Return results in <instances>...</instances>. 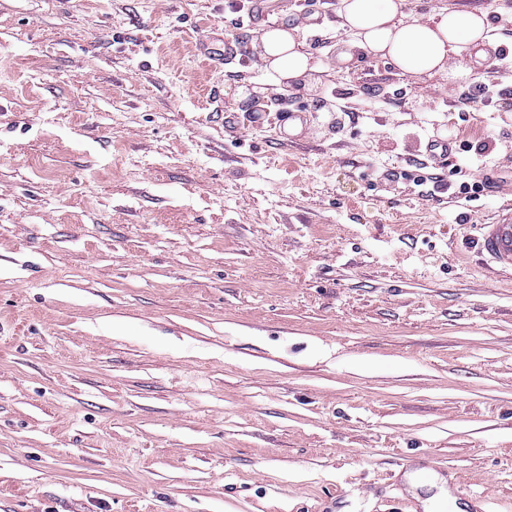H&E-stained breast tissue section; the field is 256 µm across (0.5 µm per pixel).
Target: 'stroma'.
<instances>
[{
    "label": "stroma",
    "instance_id": "obj_1",
    "mask_svg": "<svg viewBox=\"0 0 512 512\" xmlns=\"http://www.w3.org/2000/svg\"><path fill=\"white\" fill-rule=\"evenodd\" d=\"M305 2L265 24L315 67L284 89L250 0H0V512H409L401 455L512 512L501 200L457 192L512 183V112L458 105L512 88V0H405L487 12L458 81L342 59ZM280 126L285 130L288 128V141L300 139L303 137V131L306 128V113L299 110L288 109L282 112ZM477 242L493 268L512 271V205L501 209L494 224L478 225Z\"/></svg>",
    "mask_w": 512,
    "mask_h": 512
}]
</instances>
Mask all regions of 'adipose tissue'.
Returning <instances> with one entry per match:
<instances>
[{"instance_id":"obj_1","label":"adipose tissue","mask_w":512,"mask_h":512,"mask_svg":"<svg viewBox=\"0 0 512 512\" xmlns=\"http://www.w3.org/2000/svg\"><path fill=\"white\" fill-rule=\"evenodd\" d=\"M403 0H341L343 26L353 47L390 59L409 73L439 71L462 80L468 73L448 62L465 46L486 40L487 17L480 10L439 12L427 20L403 23L397 15ZM298 27L281 23L259 36L260 57L279 85L288 87L307 72L310 58L302 49Z\"/></svg>"}]
</instances>
